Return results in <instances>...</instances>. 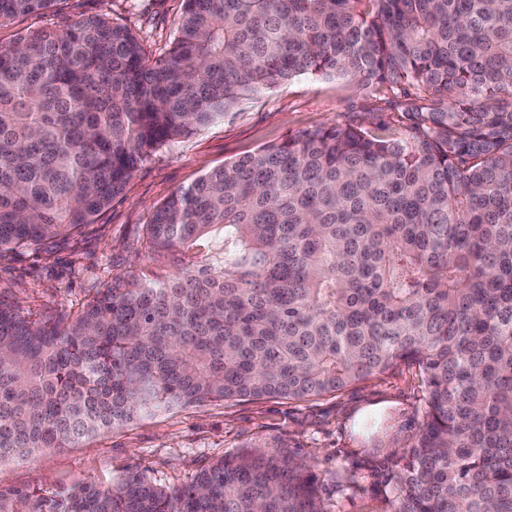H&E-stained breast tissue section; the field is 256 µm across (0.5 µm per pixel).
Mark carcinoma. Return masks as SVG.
<instances>
[{"label": "carcinoma", "instance_id": "cac0c4a2", "mask_svg": "<svg viewBox=\"0 0 512 512\" xmlns=\"http://www.w3.org/2000/svg\"><path fill=\"white\" fill-rule=\"evenodd\" d=\"M57 0H0V25ZM305 74L404 132L317 127L198 177L147 224L167 279L34 321L0 299V462L147 409L332 394L418 366L385 512H512V0H184L166 54L106 15L0 44V254L95 223L140 165ZM220 241L204 265L191 251ZM0 512H329L312 465L247 445L163 488H0Z\"/></svg>", "mask_w": 512, "mask_h": 512}]
</instances>
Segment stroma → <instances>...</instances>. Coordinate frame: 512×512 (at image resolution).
I'll list each match as a JSON object with an SVG mask.
<instances>
[{
  "label": "stroma",
  "mask_w": 512,
  "mask_h": 512,
  "mask_svg": "<svg viewBox=\"0 0 512 512\" xmlns=\"http://www.w3.org/2000/svg\"><path fill=\"white\" fill-rule=\"evenodd\" d=\"M182 11L183 0H58L50 12L1 25L0 44L26 30L62 29L106 15L136 32L157 58L170 48ZM348 123L376 136L400 128L395 113L384 111L371 90L345 78L307 74L265 91L224 120L157 152L83 232L49 252L24 249L1 257L0 297L21 303L37 319L50 309H78L96 284L114 277L175 273L173 258H156L145 248L146 226L157 205L224 162L306 130ZM422 398L417 365L404 363L311 401L265 398L151 409L74 447L37 455L29 463H1L0 486L108 484L136 464L155 484L175 487L206 462L237 453L245 444L281 441L289 456L312 462L331 512H382L379 457L369 431L383 424L387 447L403 446L418 427Z\"/></svg>",
  "instance_id": "1"
}]
</instances>
